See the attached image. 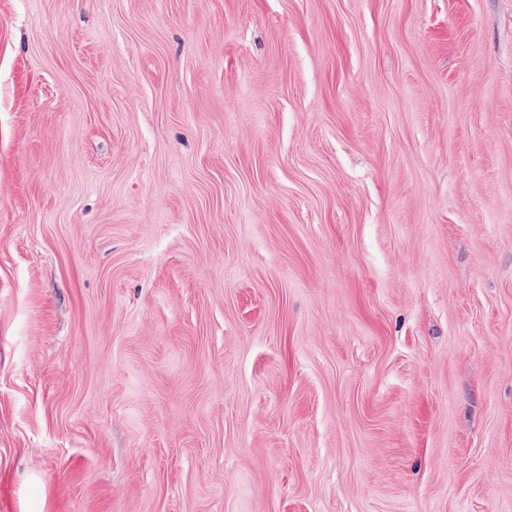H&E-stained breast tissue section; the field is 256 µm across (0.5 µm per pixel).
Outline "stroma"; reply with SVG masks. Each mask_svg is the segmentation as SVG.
<instances>
[{
  "instance_id": "stroma-1",
  "label": "stroma",
  "mask_w": 512,
  "mask_h": 512,
  "mask_svg": "<svg viewBox=\"0 0 512 512\" xmlns=\"http://www.w3.org/2000/svg\"><path fill=\"white\" fill-rule=\"evenodd\" d=\"M0 512H512V0H0Z\"/></svg>"
}]
</instances>
